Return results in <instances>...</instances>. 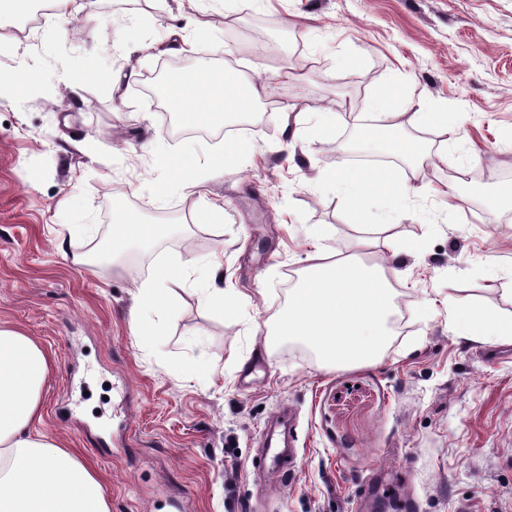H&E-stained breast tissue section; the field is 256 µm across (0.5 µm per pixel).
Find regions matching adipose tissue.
Wrapping results in <instances>:
<instances>
[{"label": "adipose tissue", "instance_id": "obj_1", "mask_svg": "<svg viewBox=\"0 0 512 512\" xmlns=\"http://www.w3.org/2000/svg\"><path fill=\"white\" fill-rule=\"evenodd\" d=\"M280 70L275 77L254 72L233 79L206 62L187 72L167 76L165 98L171 111L196 125H220L225 118L249 111L270 94L274 83L288 81ZM382 132L368 140L370 149L408 161L425 160L421 143L406 138L408 129L447 130L448 115L409 103H395L377 95L370 101ZM325 183L344 202L352 224L361 232L357 250L330 255L313 248L297 288L278 316L279 335L298 336L330 362L378 361L389 336L394 309L392 287L383 263L365 264L358 250L380 244L384 261L409 252L408 244L393 232L407 214L415 190L406 181L383 170L359 172L346 163L326 173ZM378 196L388 199L379 222L366 223L364 203ZM186 266L163 269L141 282L137 294L146 308L165 315L177 306L175 291L183 287ZM459 336L512 342V313L490 312L470 305L452 318ZM52 359L30 336L0 328V512H110L97 474L56 439L33 432L43 419L42 391Z\"/></svg>", "mask_w": 512, "mask_h": 512}]
</instances>
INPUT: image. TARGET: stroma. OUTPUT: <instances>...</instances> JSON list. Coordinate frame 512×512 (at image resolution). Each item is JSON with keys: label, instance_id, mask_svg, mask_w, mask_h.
<instances>
[{"label": "stroma", "instance_id": "stroma-1", "mask_svg": "<svg viewBox=\"0 0 512 512\" xmlns=\"http://www.w3.org/2000/svg\"><path fill=\"white\" fill-rule=\"evenodd\" d=\"M83 4L71 33L51 13L0 18V72L42 75L0 87V326L53 360L41 431L94 469L111 512H370L379 498L397 512H512V344L468 342L448 323L454 304L508 306L512 0H200L194 17L214 31L188 64L226 53L239 71L295 75L255 105V129L221 170L203 162L224 140L166 137L154 99L112 81L153 69L156 41L185 24L176 0ZM380 92L447 113L448 133L407 132L445 157L414 171L387 163L430 188L395 228L413 248L386 271L392 336L378 364L330 366L276 335V313L311 235L352 250L345 207L320 178ZM330 102L335 122L285 135L287 112ZM190 147L204 200L180 184ZM209 202L223 227L201 222ZM123 214L170 232L90 266L86 247L111 239ZM216 260L231 298L220 315L198 292ZM185 262L179 306L137 335L138 282ZM283 418L298 449L285 478L255 466Z\"/></svg>", "mask_w": 512, "mask_h": 512}]
</instances>
